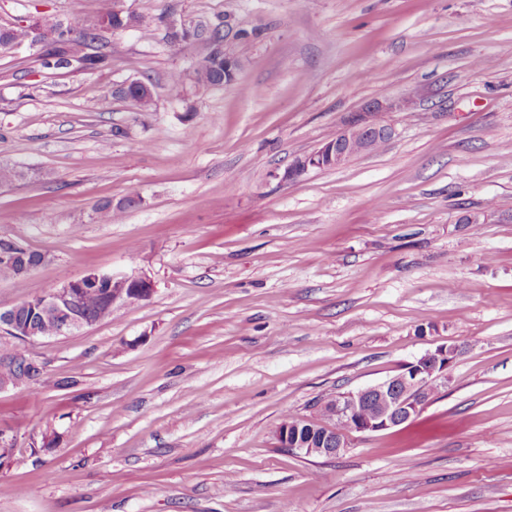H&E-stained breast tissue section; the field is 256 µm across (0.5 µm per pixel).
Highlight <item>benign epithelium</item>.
<instances>
[{"label":"benign epithelium","mask_w":512,"mask_h":512,"mask_svg":"<svg viewBox=\"0 0 512 512\" xmlns=\"http://www.w3.org/2000/svg\"><path fill=\"white\" fill-rule=\"evenodd\" d=\"M25 41L31 48L44 50L61 38L75 33L67 32L66 24L59 20L30 24ZM233 37L214 47L224 55V77L234 76L240 69V60L229 50ZM396 108L387 98L366 102L316 152L296 160L281 176L294 180L314 168H338L357 151L369 150L380 139H392L394 129L378 122V116ZM90 285L107 289L111 305L132 307L148 300L153 291L152 283L142 277H116L110 273L95 275L84 273L68 280L48 293L38 296L39 309L56 318L58 335L65 336L76 330L95 325L76 314L72 301ZM20 305L0 310V333L8 338L31 343L42 340L31 323L17 320ZM460 349L456 345H440L416 360L405 364L397 374L381 383L357 391L338 392L321 405L320 418H304L292 425L285 424L276 432L279 447L306 456L331 457L339 454L355 434L380 432L399 426L417 416L432 400L441 387L448 386V367L456 361Z\"/></svg>","instance_id":"benign-epithelium-1"}]
</instances>
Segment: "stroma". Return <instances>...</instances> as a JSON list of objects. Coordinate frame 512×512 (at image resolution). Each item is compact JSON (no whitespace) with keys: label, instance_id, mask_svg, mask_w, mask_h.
<instances>
[{"label":"stroma","instance_id":"obj_1","mask_svg":"<svg viewBox=\"0 0 512 512\" xmlns=\"http://www.w3.org/2000/svg\"><path fill=\"white\" fill-rule=\"evenodd\" d=\"M0 0V25L96 30L95 71L0 56V242L45 254L0 309L96 269L154 293L26 344L48 385L0 392V512H512V0ZM233 13L234 82L168 21ZM146 82L153 106L115 96ZM180 81L182 99L169 95ZM394 137L297 180L284 170L374 98ZM132 200L118 224L107 202ZM461 347L408 422L333 457L278 447L284 415ZM229 29L232 30V33L224 40V31ZM241 29H243V27L237 22L235 16L232 13H225L224 24H218L209 35L211 41L217 43L222 42L224 44V46L219 45L214 47L215 52L224 55V61L217 63L209 53H206L193 72V78L196 84L203 86H221L222 80L227 77H233L239 71L241 62L230 52L228 48L229 44L234 41H243L251 37H257L261 33L258 27L251 28L250 30ZM236 31H239V40L232 37Z\"/></svg>","mask_w":512,"mask_h":512}]
</instances>
